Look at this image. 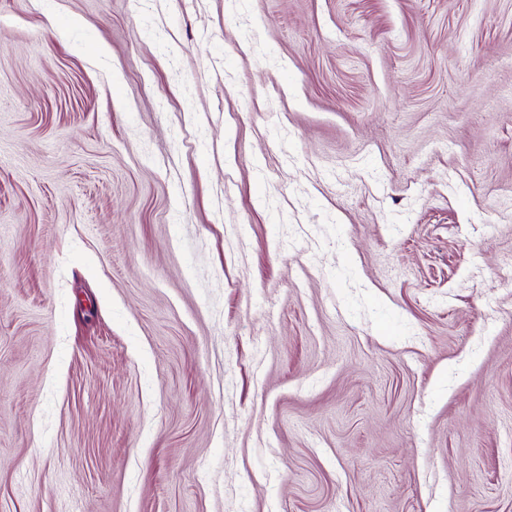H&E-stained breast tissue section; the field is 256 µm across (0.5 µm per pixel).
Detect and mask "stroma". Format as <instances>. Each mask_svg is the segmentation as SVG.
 <instances>
[{
  "label": "stroma",
  "instance_id": "obj_1",
  "mask_svg": "<svg viewBox=\"0 0 512 512\" xmlns=\"http://www.w3.org/2000/svg\"><path fill=\"white\" fill-rule=\"evenodd\" d=\"M0 512H512V0H0Z\"/></svg>",
  "mask_w": 512,
  "mask_h": 512
}]
</instances>
